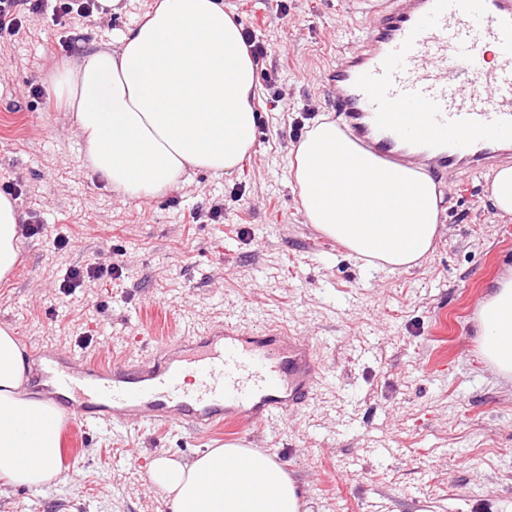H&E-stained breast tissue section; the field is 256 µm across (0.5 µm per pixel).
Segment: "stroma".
Instances as JSON below:
<instances>
[{
	"label": "stroma",
	"mask_w": 512,
	"mask_h": 512,
	"mask_svg": "<svg viewBox=\"0 0 512 512\" xmlns=\"http://www.w3.org/2000/svg\"><path fill=\"white\" fill-rule=\"evenodd\" d=\"M157 2L119 0L63 26L36 19L0 42V180L21 185L18 210L42 226L0 280V325L24 348L108 361L146 327L162 339L192 319L252 331L285 321L318 348L327 381L307 409L243 433L90 426L60 483L0 489V512H169L143 462L226 444L273 454L307 512H512V380L478 340L483 300L512 278V217L492 208L488 176L433 172L440 235L416 266L356 259L307 223L289 174L296 124L332 113L322 75L357 41L354 0H226L264 45L257 66L286 105L259 90L236 172L196 169L154 197L124 196L90 169L65 99L48 112L28 88L51 89ZM217 200L223 220H193ZM94 261L121 266V281L59 293L67 269Z\"/></svg>",
	"instance_id": "1"
}]
</instances>
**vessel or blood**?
Instances as JSON below:
<instances>
[{
    "mask_svg": "<svg viewBox=\"0 0 512 512\" xmlns=\"http://www.w3.org/2000/svg\"><path fill=\"white\" fill-rule=\"evenodd\" d=\"M365 14L358 46L327 73L332 109L360 147L475 174L512 157V0H395ZM35 356L68 437L102 420L201 436L273 423L309 405L324 379L316 347L285 325L208 326L109 364Z\"/></svg>",
    "mask_w": 512,
    "mask_h": 512,
    "instance_id": "1",
    "label": "vessel or blood"
}]
</instances>
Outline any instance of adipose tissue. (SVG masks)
<instances>
[{
  "label": "adipose tissue",
  "instance_id": "obj_1",
  "mask_svg": "<svg viewBox=\"0 0 512 512\" xmlns=\"http://www.w3.org/2000/svg\"><path fill=\"white\" fill-rule=\"evenodd\" d=\"M91 169L131 198L171 189L190 169L230 174L255 142L254 61L240 25L215 0H160L117 46L84 54L56 78ZM302 212L321 234L369 264L406 269L439 235L442 193L422 169L389 168L329 117L316 118L290 163ZM22 215L0 195V279L18 263ZM481 354L512 377V279L478 318ZM24 351L0 326V479L58 481L54 405L22 390ZM170 512H302L294 480L269 454L237 445L181 462L154 461Z\"/></svg>",
  "mask_w": 512,
  "mask_h": 512
}]
</instances>
